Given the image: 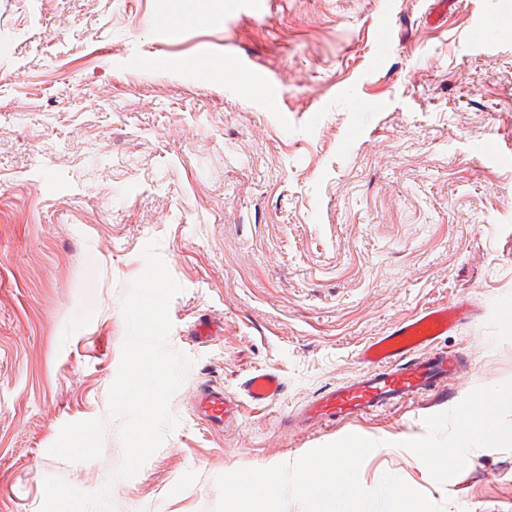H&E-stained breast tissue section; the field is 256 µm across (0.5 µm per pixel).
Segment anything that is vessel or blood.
I'll return each mask as SVG.
<instances>
[{"instance_id": "vessel-or-blood-1", "label": "vessel or blood", "mask_w": 512, "mask_h": 512, "mask_svg": "<svg viewBox=\"0 0 512 512\" xmlns=\"http://www.w3.org/2000/svg\"><path fill=\"white\" fill-rule=\"evenodd\" d=\"M471 314L470 306L430 307L394 330L377 336L360 350L367 372L327 388L307 401L293 419L305 428L348 419L422 398L439 389L458 369L456 354L439 346ZM283 391L280 376L263 371L247 377L236 394L211 386L197 395L196 413L208 426L221 430L237 419L242 403H275Z\"/></svg>"}]
</instances>
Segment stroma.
Here are the masks:
<instances>
[{"instance_id": "obj_1", "label": "stroma", "mask_w": 512, "mask_h": 512, "mask_svg": "<svg viewBox=\"0 0 512 512\" xmlns=\"http://www.w3.org/2000/svg\"><path fill=\"white\" fill-rule=\"evenodd\" d=\"M153 6L0 0V512H41L50 476L110 486L114 512H213L218 476L350 434L378 443L365 488L391 473L445 512H512V450L473 449L440 484L403 446L512 382V0H189L212 20L169 39ZM199 61L266 80L247 95ZM152 239L181 287L168 345L190 366L179 426L115 482L122 303ZM459 301L480 313L442 338L461 366L439 394L281 424L364 372L373 337ZM201 319L218 330L198 345ZM260 369L284 381L275 405L222 433L198 420L201 386Z\"/></svg>"}]
</instances>
